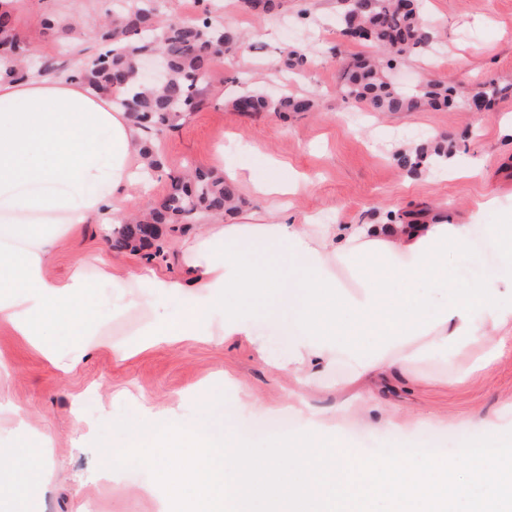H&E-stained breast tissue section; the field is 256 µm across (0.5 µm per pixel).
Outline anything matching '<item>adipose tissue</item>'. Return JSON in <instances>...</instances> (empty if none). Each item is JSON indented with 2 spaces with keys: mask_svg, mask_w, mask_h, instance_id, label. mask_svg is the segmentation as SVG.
Wrapping results in <instances>:
<instances>
[{
  "mask_svg": "<svg viewBox=\"0 0 512 512\" xmlns=\"http://www.w3.org/2000/svg\"><path fill=\"white\" fill-rule=\"evenodd\" d=\"M145 173L141 131L112 102L80 79L0 77V323L21 336L44 337L59 324L76 335H99L82 272L62 280L45 273L64 227L112 224V203L129 195ZM305 177L248 180L262 209L242 222L206 228L192 238L183 262L194 292L180 318L154 315L144 328L152 343L197 335L201 320L219 313L224 336L247 339L288 372L300 435L270 441L251 455L253 440L228 423L233 401L207 420L187 423L171 408L144 409L123 426L125 453L155 476L144 485L159 512L190 496L195 512H365L382 499L392 512H512V432L485 428L483 447L447 459L324 455L332 418L363 419L365 406L331 415L309 409L339 357L368 384L427 350L471 348L474 370L512 351V215L484 228L496 266L481 287L448 278V258L474 250L473 227L437 216L419 224L293 222L286 198ZM99 274L123 309H151V292L182 296L181 281L148 269ZM440 303L416 294L420 283ZM293 325L286 350L273 347L261 323Z\"/></svg>",
  "mask_w": 512,
  "mask_h": 512,
  "instance_id": "obj_1",
  "label": "adipose tissue"
}]
</instances>
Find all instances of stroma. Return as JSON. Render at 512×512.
Instances as JSON below:
<instances>
[{
    "mask_svg": "<svg viewBox=\"0 0 512 512\" xmlns=\"http://www.w3.org/2000/svg\"><path fill=\"white\" fill-rule=\"evenodd\" d=\"M111 6L112 0H20L14 26L36 50L34 67L48 59L68 62L76 55L92 56L97 45L80 41L72 30L58 38L46 35L45 14L62 21L76 18L91 28ZM159 6L187 20L212 14L266 47L242 45L217 59L206 79L203 107L153 137L164 166L141 191L138 213L159 206L171 176L185 168L260 180L270 175L273 158L311 179L307 189L291 196V213L315 215L323 224H376L396 208L444 210L457 224H495L512 213V93L487 112H371L336 92L337 54L370 52L342 42L337 0H288V19L279 24L257 20L237 0H159ZM426 11L442 45L408 56L398 74L401 86L413 87L424 78L451 83L461 93L491 79L512 85V0H427ZM288 45L309 48L311 63L302 77L286 83L276 60ZM246 80L272 92L316 94L318 108L284 117L240 114L229 102ZM435 133L455 145L452 168H425L409 176L396 167L394 153ZM475 165L481 175L468 176ZM200 228L197 222L168 225L157 241L135 253L113 247L98 225L78 224L56 240L46 273L52 279L67 277L76 256L88 255L92 261L84 273L90 278L100 257L120 267L151 262L182 280L184 244ZM116 304L110 285L97 280L94 311L106 345L68 371L0 324V364L7 368L0 377V398L22 412L29 428L22 435L11 424L0 425V445H25L45 462L31 469L24 483L14 470L0 472V512H156L155 500L139 490L153 476L136 458L123 456L125 480L118 490L95 471L102 446L120 443L121 425L141 415L142 399L176 407L182 419L195 422L214 398L231 399L240 386L260 401L259 407L235 412L240 431L290 414L287 372L260 360L247 341L199 336L143 347L137 336L142 312L117 316ZM115 343L133 348L134 356H113ZM471 363L463 350L426 355L376 382L378 401L366 414L367 425L341 424L327 440L355 455L392 447L397 434L416 439L428 429L476 432L498 417L512 421V353L472 376L467 373Z\"/></svg>",
    "mask_w": 512,
    "mask_h": 512,
    "instance_id": "stroma-1",
    "label": "stroma"
}]
</instances>
